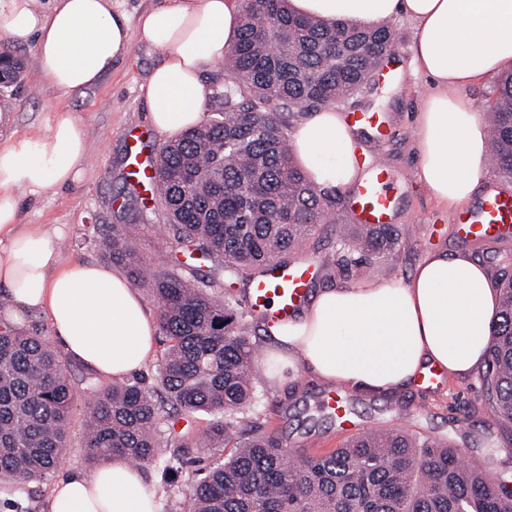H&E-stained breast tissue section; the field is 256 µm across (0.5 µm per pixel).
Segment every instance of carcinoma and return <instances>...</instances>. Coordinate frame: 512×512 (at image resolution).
I'll return each instance as SVG.
<instances>
[{
    "label": "carcinoma",
    "instance_id": "1",
    "mask_svg": "<svg viewBox=\"0 0 512 512\" xmlns=\"http://www.w3.org/2000/svg\"><path fill=\"white\" fill-rule=\"evenodd\" d=\"M397 43L388 25L359 27L288 12L287 0H243L229 47L234 80L215 92L218 117L155 148L158 195L175 248L214 263L194 284L176 272L146 271L128 234L101 238L102 254L159 304L168 346L158 371L170 409L142 382L95 393L84 444L94 462L118 457L151 464L172 455L196 463L193 448H225L220 462L194 469L185 512H512V493L470 467L457 449L401 431L368 433L324 453L288 457L271 437L247 429L254 396L255 344L246 312L209 290L224 277L266 272L326 223L321 193L293 156L289 131L303 112L334 107L376 89V68ZM9 61L0 84L21 86L24 63ZM493 165L512 177V71L488 114ZM347 270L393 255L394 224L351 225L339 237ZM487 396L512 420V276L500 278L499 310L487 346ZM74 392L57 353L37 335L0 322V493L15 497L57 467ZM212 416L204 435L174 443L180 417Z\"/></svg>",
    "mask_w": 512,
    "mask_h": 512
}]
</instances>
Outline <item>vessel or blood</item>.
<instances>
[{
    "instance_id": "1",
    "label": "vessel or blood",
    "mask_w": 512,
    "mask_h": 512,
    "mask_svg": "<svg viewBox=\"0 0 512 512\" xmlns=\"http://www.w3.org/2000/svg\"><path fill=\"white\" fill-rule=\"evenodd\" d=\"M393 178L388 169L378 165L352 192V217L355 223L384 225L393 218ZM451 220L460 232L476 240L512 235V193L490 188L474 210L458 212ZM315 264L304 259L291 262L255 279L248 290L249 306L254 314L269 322L287 320L305 306L309 287L317 277ZM324 406L333 413L340 428L358 434L343 398L338 392L323 395Z\"/></svg>"
}]
</instances>
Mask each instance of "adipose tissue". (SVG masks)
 Masks as SVG:
<instances>
[{
  "label": "adipose tissue",
  "instance_id": "obj_1",
  "mask_svg": "<svg viewBox=\"0 0 512 512\" xmlns=\"http://www.w3.org/2000/svg\"><path fill=\"white\" fill-rule=\"evenodd\" d=\"M300 16L365 25L402 14L415 24L411 68L431 90L417 114L419 178L435 203L454 210L483 177L487 136L465 87L512 66V0H288ZM241 18L240 0H160L129 25L113 0H0V41L34 46L43 80L60 97L96 87L133 45L160 49L140 90L149 122L171 137L203 122L206 81ZM0 111V318L23 325L41 311L66 353L98 375L125 379L155 353L157 324L140 294L111 266L69 259L64 226L20 221L23 200L75 183L88 142L73 112L55 113L41 135L15 137ZM356 134L325 108L293 130L295 160L314 185L351 184ZM499 294L470 253L433 252L407 280L366 281L320 292L300 316L269 332L276 356L328 383L385 392L435 368L461 378L482 368ZM45 512H158L154 489L121 459L52 485Z\"/></svg>",
  "mask_w": 512,
  "mask_h": 512
}]
</instances>
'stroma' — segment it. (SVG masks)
Instances as JSON below:
<instances>
[{
    "label": "stroma",
    "instance_id": "obj_1",
    "mask_svg": "<svg viewBox=\"0 0 512 512\" xmlns=\"http://www.w3.org/2000/svg\"><path fill=\"white\" fill-rule=\"evenodd\" d=\"M13 53L26 62L24 83L17 93H0V103L10 106L17 136L32 138L43 133L62 108L75 112L88 135V157L81 181L25 204L22 223L66 225L68 235L59 243L63 254L96 262L102 261L103 255L86 243L89 229L97 226L108 233L132 225L137 232L136 250L150 270L163 272L179 265L186 278L197 280L208 275L209 261H189L183 253L170 249L168 218L159 196L144 192L133 198L127 195L130 135L144 134L142 148L147 153L160 141L149 124L140 86L161 61V50L134 46L131 56L115 64L98 86L68 98L58 97L47 88L33 47H17ZM428 93L424 78L405 67L395 81L380 82L377 91L361 101L363 110L381 113L384 119L381 132L357 134L361 171L369 173L380 163L391 172L393 222L404 234L403 246L395 255L369 266L341 270L336 264V240L340 226L351 221V190H331L325 224L318 226L299 253L300 258L314 262L318 268L311 294L364 281L406 278L427 253L434 251L469 252L494 278L503 271L512 272V236L478 242L466 239L451 224L450 211L437 206L417 178L420 160L414 149L416 114ZM253 340L258 394L254 413L263 431L295 456L340 447L344 437L335 416L322 404L326 383L303 369H271L273 348L264 328H257ZM63 365L75 401L60 464L53 475L31 483L30 494L13 498L0 512H43L55 479L94 467L83 446L85 411L93 399L90 385L103 386L107 380L72 360H64ZM340 393L363 432L402 429L420 439L448 441L450 446L463 450L466 462L512 485V422L491 413L484 372L461 379L446 378L429 389L407 385L369 394L344 387ZM144 472L156 491L158 512H179L194 480L191 467L165 459L145 467Z\"/></svg>",
    "mask_w": 512,
    "mask_h": 512
}]
</instances>
